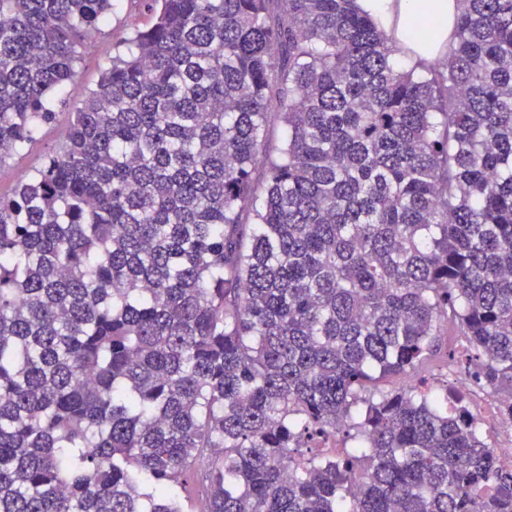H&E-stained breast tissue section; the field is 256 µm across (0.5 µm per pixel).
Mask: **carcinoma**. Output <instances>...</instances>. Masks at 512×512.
<instances>
[{"label":"carcinoma","mask_w":512,"mask_h":512,"mask_svg":"<svg viewBox=\"0 0 512 512\" xmlns=\"http://www.w3.org/2000/svg\"><path fill=\"white\" fill-rule=\"evenodd\" d=\"M139 2L0 197V512H186L196 480L201 512H512L412 379L451 329L512 392V0H456L407 70L357 0ZM111 10L0 0V164ZM71 85L59 87L55 92V112L54 122L42 127L33 143H31L22 153L6 159L0 168V193L3 195L11 194L19 180L42 167L46 156L58 151L66 140L70 114L72 108L65 106L62 102L71 103Z\"/></svg>","instance_id":"cac0c4a2"}]
</instances>
